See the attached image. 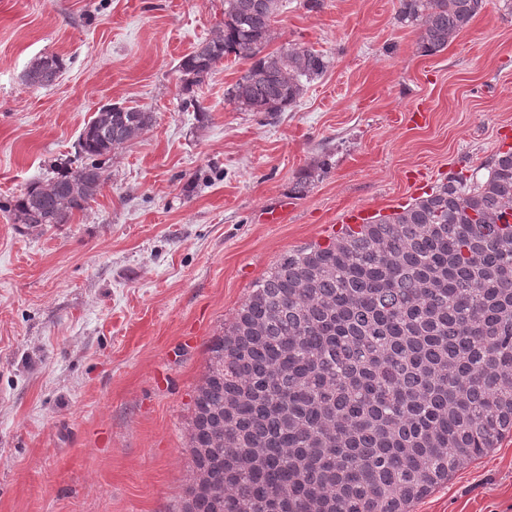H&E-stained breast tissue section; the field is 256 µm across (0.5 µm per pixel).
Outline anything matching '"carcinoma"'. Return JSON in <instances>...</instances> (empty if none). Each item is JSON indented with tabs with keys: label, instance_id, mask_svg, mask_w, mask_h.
<instances>
[{
	"label": "carcinoma",
	"instance_id": "carcinoma-1",
	"mask_svg": "<svg viewBox=\"0 0 512 512\" xmlns=\"http://www.w3.org/2000/svg\"><path fill=\"white\" fill-rule=\"evenodd\" d=\"M280 0H224V28L183 56L185 88L232 55L227 91L270 117L328 69L274 39ZM484 0H400L435 54ZM63 68L37 59L31 86ZM114 104L78 142L83 162L27 189L14 221L65 224L104 176L101 158L152 125ZM483 179L452 177L390 215L283 255L208 346L191 406L181 512H409L512 431V151Z\"/></svg>",
	"mask_w": 512,
	"mask_h": 512
}]
</instances>
